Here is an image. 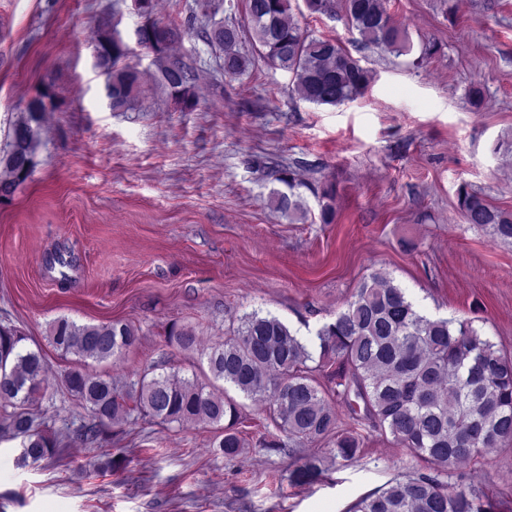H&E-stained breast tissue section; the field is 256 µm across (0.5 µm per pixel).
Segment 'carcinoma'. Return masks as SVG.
<instances>
[{"instance_id":"cac0c4a2","label":"carcinoma","mask_w":512,"mask_h":512,"mask_svg":"<svg viewBox=\"0 0 512 512\" xmlns=\"http://www.w3.org/2000/svg\"><path fill=\"white\" fill-rule=\"evenodd\" d=\"M313 14L342 13L358 42L402 55L410 50L407 36L391 20L387 0H304ZM247 27L215 20L219 6L205 4L202 37L227 77L243 75L255 58L291 74L292 92L324 106H337L361 95L372 75L349 51L331 39L301 30L292 14V0H244ZM170 41L157 43L141 32L138 44L149 49L157 80L180 111L193 110L199 92L195 70L169 53L180 38L168 22ZM250 34L256 56L237 50ZM97 66L107 76L112 110H128L140 93L141 75L124 63L130 49L117 30L96 40ZM46 110L44 96L28 103L13 124L7 147L0 153V198L11 196L34 172L39 130ZM281 188L269 201L288 223L312 219L303 190L319 202L320 221L333 223L336 187L311 186L281 169ZM458 206L467 223L491 238L512 243V212L465 185ZM138 330L113 321L79 325L67 318L49 328V343L62 356L98 362L119 360L136 344ZM169 342L184 350L197 345L193 329L172 325ZM319 358L275 316L254 312L238 319L224 341L202 351L205 379L178 378L144 372L119 386L112 378L78 365L63 373L69 394L89 406L95 436L105 427L150 418L160 424H205L216 427L213 443L234 459L248 448L239 430L240 406L227 395L230 386L255 404L273 408L274 430L259 446L292 455L306 444L330 438V457L302 455L290 473L296 485L323 478L329 462L352 461L362 447V430L390 435L415 457L433 466L360 498L350 512H490L475 493L455 479L456 470L476 462L488 451L512 442V356L483 339L472 322L430 318L416 310L405 289L375 272L364 280L345 308L317 331ZM27 337L0 327V408L6 428L23 438L20 459L37 462L55 453L53 434L34 424L28 407L46 391L47 360L42 351L24 346ZM318 361L314 367L309 363ZM323 371L336 399L350 410L343 427L314 372ZM222 385H217V382ZM12 411H7V408Z\"/></svg>"}]
</instances>
